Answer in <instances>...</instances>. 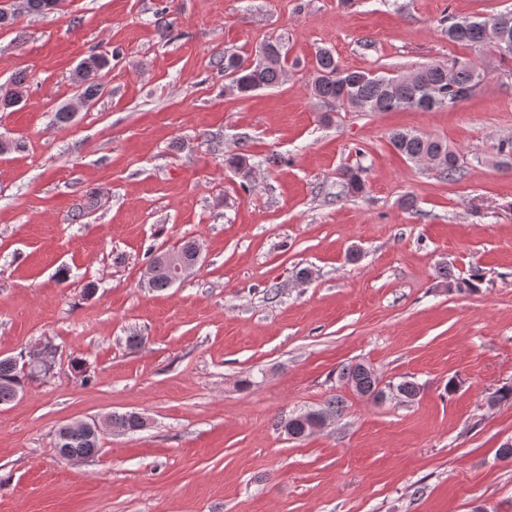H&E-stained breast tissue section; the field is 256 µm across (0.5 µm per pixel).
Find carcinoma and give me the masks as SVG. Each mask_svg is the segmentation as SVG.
<instances>
[{
    "mask_svg": "<svg viewBox=\"0 0 512 512\" xmlns=\"http://www.w3.org/2000/svg\"><path fill=\"white\" fill-rule=\"evenodd\" d=\"M53 0H23L21 11L33 14H46L52 9ZM505 21L512 25V12L505 11L490 14L478 19L451 16L448 18L446 33L448 41L471 49L486 46L487 23ZM256 51L264 53L261 63H253L248 57L237 53H226L216 58L215 64L224 72L226 87L240 96L272 88L279 85L286 74L288 46L279 36L269 37ZM110 65L108 56L92 53L84 58L72 73V81L82 88L81 97L95 99L101 91L99 84L89 78V74H98ZM419 83L409 87L399 82V77L389 74H376L369 70L347 69L340 65L334 52L329 48L316 51L313 63L311 90L318 99L332 103L342 109L351 108L360 112H390L401 109L430 111L433 109H451L467 100L478 85L481 71L470 64L448 66L443 63L427 64L418 70ZM25 76H15L11 83L0 86V107L8 109L17 106L23 98ZM390 144L402 156L410 161H420L437 170L442 177L455 180L461 176L459 156L441 139L421 133L396 130L389 135ZM229 167L244 175L255 166L252 158L245 154H234L226 159ZM341 186L344 194H360L365 188L362 168H345L341 171ZM148 264L154 266L155 274L149 288L163 290L171 287V273L152 254ZM438 277L446 285L465 284V290L477 291L484 282L482 269L473 267L467 276H456L448 267L438 268ZM24 355L0 358V405L9 404L22 395L26 388L37 382L40 376L47 374L51 366L22 369ZM338 380L347 385L361 397L377 401L375 388L380 380L371 366L356 362L345 365L339 371ZM386 385L396 388L400 399L415 401L420 395V385L408 378L389 380ZM342 401L332 400L324 408L310 409L291 415L280 422L282 429L293 440H303L312 434L315 422L325 416H335L342 411ZM111 425L121 431L135 433L140 428L137 416L124 413L109 414ZM57 437L64 438L58 447L59 453L68 452L81 457H89L98 452L99 432L95 425L80 428L62 426Z\"/></svg>",
    "mask_w": 512,
    "mask_h": 512,
    "instance_id": "obj_1",
    "label": "carcinoma"
}]
</instances>
